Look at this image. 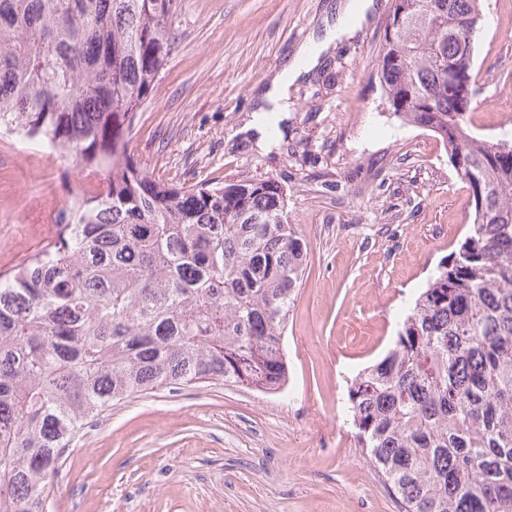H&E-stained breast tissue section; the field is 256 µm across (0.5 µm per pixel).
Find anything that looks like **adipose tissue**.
<instances>
[{
  "mask_svg": "<svg viewBox=\"0 0 512 512\" xmlns=\"http://www.w3.org/2000/svg\"><path fill=\"white\" fill-rule=\"evenodd\" d=\"M373 0H345L336 9V21L325 24L323 35L311 38L306 46L301 47L291 63L275 76L264 93V102L256 109L255 124L257 129H264L268 111H287L285 101L287 87L309 76L321 62V56L336 41L353 36L374 9Z\"/></svg>",
  "mask_w": 512,
  "mask_h": 512,
  "instance_id": "obj_1",
  "label": "adipose tissue"
}]
</instances>
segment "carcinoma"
Wrapping results in <instances>:
<instances>
[{"mask_svg": "<svg viewBox=\"0 0 512 512\" xmlns=\"http://www.w3.org/2000/svg\"><path fill=\"white\" fill-rule=\"evenodd\" d=\"M179 0H0V134L96 179L57 233L0 272V512H46L74 437L157 387L223 381L280 393L283 338L307 268L276 178L172 184L129 151L176 43ZM405 10L375 58L393 114L427 128L470 188L469 222L349 380L355 447L402 512H512V139L469 114L480 0Z\"/></svg>", "mask_w": 512, "mask_h": 512, "instance_id": "cac0c4a2", "label": "carcinoma"}]
</instances>
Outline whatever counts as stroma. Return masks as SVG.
Masks as SVG:
<instances>
[{"label": "stroma", "mask_w": 512, "mask_h": 512, "mask_svg": "<svg viewBox=\"0 0 512 512\" xmlns=\"http://www.w3.org/2000/svg\"><path fill=\"white\" fill-rule=\"evenodd\" d=\"M339 0H180L178 41L129 143L170 183L272 176L308 266L288 319V384L265 394L202 382L105 411L60 461L47 512H401L356 448L347 380L392 345L398 323L468 222L470 189L435 133L388 109L372 65L389 0L288 90L268 149L253 111ZM480 83L470 121L512 136V0H481ZM80 182L73 159L0 141V271L55 231Z\"/></svg>", "instance_id": "35a3bbf8"}]
</instances>
